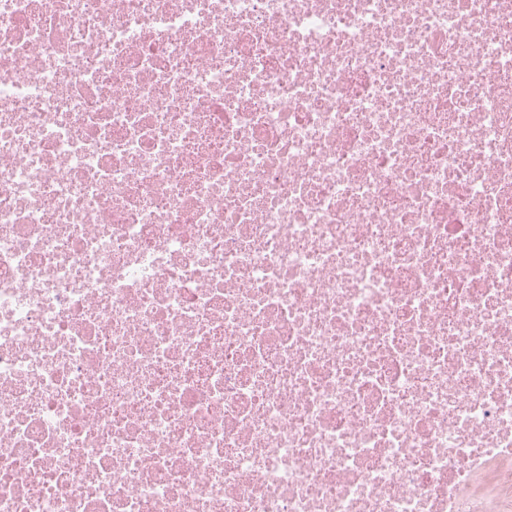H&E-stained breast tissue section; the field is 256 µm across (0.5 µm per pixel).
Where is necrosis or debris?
I'll return each mask as SVG.
<instances>
[{"label":"necrosis or debris","mask_w":512,"mask_h":512,"mask_svg":"<svg viewBox=\"0 0 512 512\" xmlns=\"http://www.w3.org/2000/svg\"><path fill=\"white\" fill-rule=\"evenodd\" d=\"M0 512H512V0H0Z\"/></svg>","instance_id":"4bbe7bcc"}]
</instances>
